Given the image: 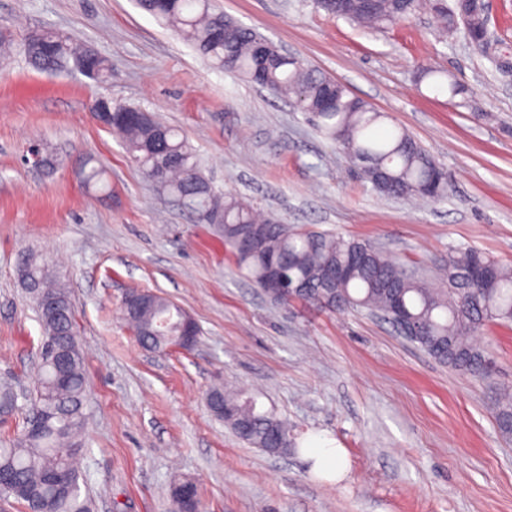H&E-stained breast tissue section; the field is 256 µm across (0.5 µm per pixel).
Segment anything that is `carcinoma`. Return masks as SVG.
<instances>
[{"mask_svg":"<svg viewBox=\"0 0 512 512\" xmlns=\"http://www.w3.org/2000/svg\"><path fill=\"white\" fill-rule=\"evenodd\" d=\"M317 3L333 17L375 30L408 18L424 3L442 34L461 33L473 47L483 46L484 11L464 17L461 0H455L452 7L447 0ZM137 4L190 40L213 67L238 72L272 94L291 99L379 193L394 198L447 197L448 177L435 178L443 168L406 130L397 128L377 137L376 129L388 115L298 58L280 51L259 57V46L269 40L215 12L211 0H137ZM85 55L94 59L90 78L112 77L107 59L77 45L64 31L38 32L30 39L27 52L32 65L45 72L60 71L63 64ZM419 80L451 99L467 98L468 90L443 70L426 69ZM129 111L131 114L106 124V129L122 138L142 174L159 173L160 194L178 202L196 222L210 224L223 235L236 266L247 272L256 287H262L266 279L270 258L284 255L290 259L288 278L304 282L307 288L303 294L284 299V305L298 299L332 312L369 310L389 319L393 298L398 296L423 327L414 343L454 371L479 378L487 374L490 355L473 336L491 322L512 325V266L472 249L452 251L448 264L440 268L442 287L433 288L369 242L292 228L272 215L257 214L249 203L231 193L209 187L197 155L177 129L153 117L135 115L133 107ZM245 226L259 240V246L249 252L237 247ZM354 251L366 252L367 262L333 287H323L326 271L346 265ZM21 277L36 279L38 291L58 302L55 313L38 311L42 339L57 337L70 349V360L60 366L50 356L38 354L30 413L20 434L0 439V472L12 476L9 497L23 505L25 512H92L86 475L79 467L85 453L80 438L86 421L84 354L76 340L70 291L52 275L45 260L33 253L22 257ZM123 313L140 344L159 355L182 346L189 330L199 335L198 326L181 307L154 292L140 296L137 307ZM207 397L222 405L211 412L224 420L239 440L267 452L295 450L287 425L274 412L262 411L253 400L222 387L211 388ZM495 421L499 434L511 439V386L502 387L497 395Z\"/></svg>","mask_w":512,"mask_h":512,"instance_id":"obj_1","label":"carcinoma"}]
</instances>
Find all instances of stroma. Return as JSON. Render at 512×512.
I'll list each match as a JSON object with an SVG mask.
<instances>
[{"label": "stroma", "instance_id": "35a3bbf8", "mask_svg": "<svg viewBox=\"0 0 512 512\" xmlns=\"http://www.w3.org/2000/svg\"><path fill=\"white\" fill-rule=\"evenodd\" d=\"M212 4L386 113L447 171V198L380 195L306 115L211 67L133 0H0L12 40L0 56V382L34 386L42 327L19 271L33 252L71 290L94 512H175L169 489L183 479L198 486L199 512H512V441L497 431L494 396L512 383V327L479 332L497 363L482 382L367 312L272 302L94 116L103 97L150 112L188 140L216 189L284 223L368 241L428 280L458 249L512 265V73L500 66L512 55V0H490L484 50L438 36L423 12L372 31L314 0ZM36 29L71 33L110 61L111 78L33 68L23 44ZM428 67L465 85L468 104L420 84ZM88 160L100 187L82 182ZM132 289L186 309L194 349H143L121 315ZM216 385L275 410L295 442L335 439L345 477L324 480L300 453L237 439L206 405Z\"/></svg>", "mask_w": 512, "mask_h": 512}]
</instances>
